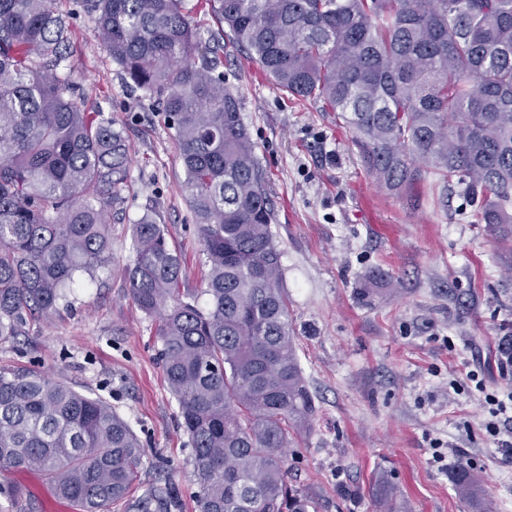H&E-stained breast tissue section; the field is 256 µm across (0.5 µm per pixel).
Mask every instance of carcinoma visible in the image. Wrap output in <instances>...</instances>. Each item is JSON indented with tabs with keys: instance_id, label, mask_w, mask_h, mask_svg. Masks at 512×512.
<instances>
[{
	"instance_id": "obj_1",
	"label": "carcinoma",
	"mask_w": 512,
	"mask_h": 512,
	"mask_svg": "<svg viewBox=\"0 0 512 512\" xmlns=\"http://www.w3.org/2000/svg\"><path fill=\"white\" fill-rule=\"evenodd\" d=\"M56 0H0V340L51 315L110 266L112 207L131 161L87 106L77 35ZM131 90L158 94L197 225L205 288L148 212L132 225L130 296L155 320L167 386L193 448L199 512H309L285 453L316 414L293 343L268 175L224 86L227 27L291 99L337 114L373 180L408 193L427 167L476 224L512 237V0H79ZM207 304H199L200 296ZM144 452L102 397L0 369V470L42 475L59 500L107 512ZM457 493L488 512L479 480Z\"/></svg>"
}]
</instances>
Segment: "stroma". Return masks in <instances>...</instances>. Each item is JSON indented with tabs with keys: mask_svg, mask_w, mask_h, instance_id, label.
Wrapping results in <instances>:
<instances>
[{
	"mask_svg": "<svg viewBox=\"0 0 512 512\" xmlns=\"http://www.w3.org/2000/svg\"><path fill=\"white\" fill-rule=\"evenodd\" d=\"M77 27L84 98L103 106L131 147L110 228L112 264L25 335L0 340V367L100 395L131 424L145 466L110 512H140L151 486L164 494L152 512H199L192 447L164 379L156 326L125 278L131 226L150 210L182 256L186 287L204 288L184 170L156 94L130 92L93 21L78 18ZM222 63L269 175L295 347L317 407L310 431L288 449L290 483L309 493L310 512H376L382 485L397 491L403 512H472L453 482L465 466L493 512H512V462L485 430L481 397L448 387L473 369L488 392L512 387V374L497 368L512 335V248L472 223L457 188L444 208L430 172L406 194L380 188L335 113L292 103L232 46ZM434 437L444 442L440 464ZM15 480L27 493L12 505L0 498V512H59L38 474Z\"/></svg>",
	"mask_w": 512,
	"mask_h": 512,
	"instance_id": "obj_1",
	"label": "stroma"
}]
</instances>
